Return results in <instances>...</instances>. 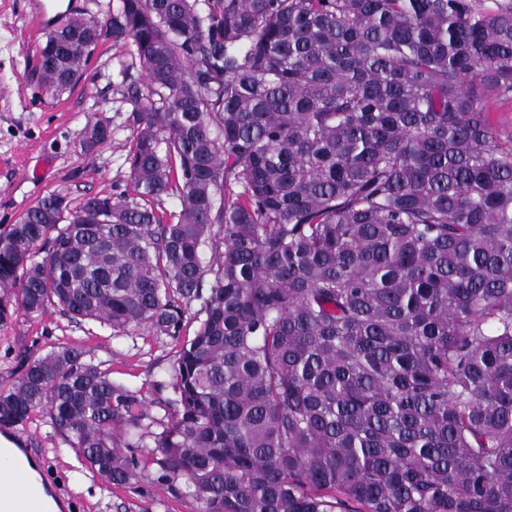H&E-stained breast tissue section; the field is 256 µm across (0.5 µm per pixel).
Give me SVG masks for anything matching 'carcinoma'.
Wrapping results in <instances>:
<instances>
[{
  "mask_svg": "<svg viewBox=\"0 0 512 512\" xmlns=\"http://www.w3.org/2000/svg\"><path fill=\"white\" fill-rule=\"evenodd\" d=\"M108 37L141 73L122 70L139 201L27 209L0 237V321L55 305L177 340L196 304L198 325L161 431L77 341L27 361L0 426L44 411L110 486L125 449L157 448L202 512H512V148L491 113L512 0H120L50 30L38 82L70 89Z\"/></svg>",
  "mask_w": 512,
  "mask_h": 512,
  "instance_id": "obj_1",
  "label": "carcinoma"
}]
</instances>
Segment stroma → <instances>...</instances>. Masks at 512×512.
Returning a JSON list of instances; mask_svg holds the SVG:
<instances>
[{
    "instance_id": "obj_1",
    "label": "stroma",
    "mask_w": 512,
    "mask_h": 512,
    "mask_svg": "<svg viewBox=\"0 0 512 512\" xmlns=\"http://www.w3.org/2000/svg\"><path fill=\"white\" fill-rule=\"evenodd\" d=\"M102 5L103 0H0V233L52 193L66 194L74 207L96 193L136 199L126 163L135 132L121 104L120 69L131 60L130 47L109 39L100 43L85 81L59 96L32 75L50 28L68 17L97 14ZM99 120L110 122L112 137L85 150V130ZM72 339L135 393L153 431H160L172 413L173 391L158 384L173 377L175 341L146 332L117 336L96 322L76 325L52 307L0 322V390L19 376L25 355L47 353ZM13 432L33 448L42 484L62 502V512H200L185 483L166 478L156 449H132L138 465L130 483L109 487L82 470L42 411L32 412Z\"/></svg>"
}]
</instances>
